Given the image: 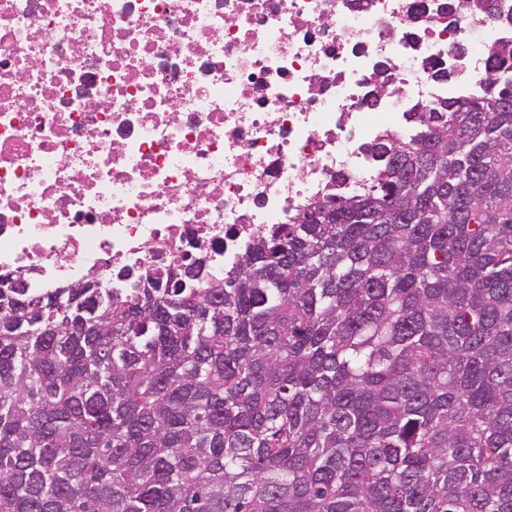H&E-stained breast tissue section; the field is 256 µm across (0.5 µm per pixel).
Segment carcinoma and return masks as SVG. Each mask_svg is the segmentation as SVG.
<instances>
[{
    "label": "carcinoma",
    "mask_w": 512,
    "mask_h": 512,
    "mask_svg": "<svg viewBox=\"0 0 512 512\" xmlns=\"http://www.w3.org/2000/svg\"><path fill=\"white\" fill-rule=\"evenodd\" d=\"M223 284L0 288V512H512V44Z\"/></svg>",
    "instance_id": "cac0c4a2"
}]
</instances>
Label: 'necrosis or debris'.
<instances>
[{
    "label": "necrosis or debris",
    "mask_w": 512,
    "mask_h": 512,
    "mask_svg": "<svg viewBox=\"0 0 512 512\" xmlns=\"http://www.w3.org/2000/svg\"><path fill=\"white\" fill-rule=\"evenodd\" d=\"M510 41L512 0H0V277H224Z\"/></svg>",
    "instance_id": "1"
}]
</instances>
